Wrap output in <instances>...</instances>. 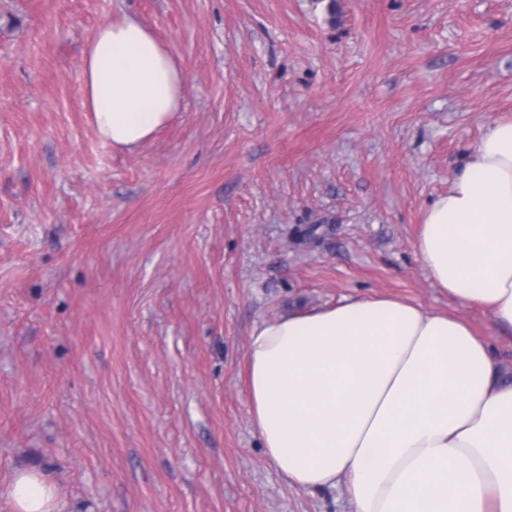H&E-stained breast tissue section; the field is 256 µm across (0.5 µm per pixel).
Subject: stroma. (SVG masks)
<instances>
[{"mask_svg": "<svg viewBox=\"0 0 512 512\" xmlns=\"http://www.w3.org/2000/svg\"><path fill=\"white\" fill-rule=\"evenodd\" d=\"M127 14L185 72L131 151L82 100L85 45ZM502 118L512 0H0V512L21 471L60 512H351L267 460L250 332L397 296L466 319L512 380V333L416 247Z\"/></svg>", "mask_w": 512, "mask_h": 512, "instance_id": "1", "label": "stroma"}]
</instances>
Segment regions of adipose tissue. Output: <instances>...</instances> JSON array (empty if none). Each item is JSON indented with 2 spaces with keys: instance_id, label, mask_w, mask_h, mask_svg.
Returning <instances> with one entry per match:
<instances>
[{
  "instance_id": "1",
  "label": "adipose tissue",
  "mask_w": 512,
  "mask_h": 512,
  "mask_svg": "<svg viewBox=\"0 0 512 512\" xmlns=\"http://www.w3.org/2000/svg\"><path fill=\"white\" fill-rule=\"evenodd\" d=\"M83 106L132 150L184 103L181 63L126 15L84 50ZM449 296L512 332V120L489 122L417 239ZM250 414L288 484L343 488L354 512H512V382L464 320L395 297L347 298L256 325ZM14 512H55L43 474L18 473Z\"/></svg>"
}]
</instances>
